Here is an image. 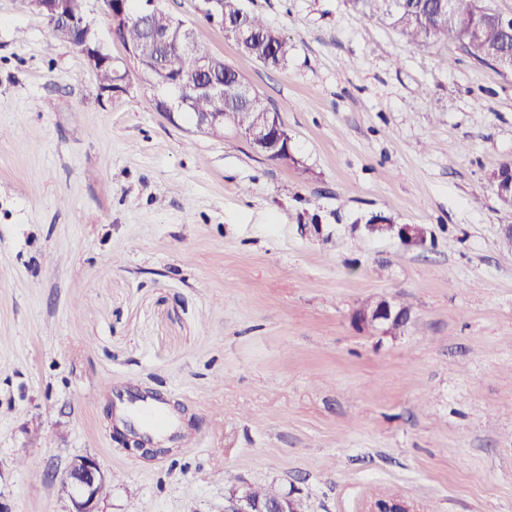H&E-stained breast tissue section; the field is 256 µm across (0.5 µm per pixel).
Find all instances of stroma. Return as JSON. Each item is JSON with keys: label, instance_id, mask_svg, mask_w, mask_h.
<instances>
[{"label": "stroma", "instance_id": "1", "mask_svg": "<svg viewBox=\"0 0 512 512\" xmlns=\"http://www.w3.org/2000/svg\"><path fill=\"white\" fill-rule=\"evenodd\" d=\"M161 5L279 112L296 161L147 109L102 0L129 78L111 98L0 0V506L69 512L57 476L91 456L100 512H224L235 480L305 512H512V210L489 180L512 75L349 0H241L295 47L273 70L201 0ZM374 214L426 225V247L365 235ZM381 296L410 306L398 336L351 319ZM116 379L176 412L167 455L115 421Z\"/></svg>", "mask_w": 512, "mask_h": 512}]
</instances>
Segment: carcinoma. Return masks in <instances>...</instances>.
<instances>
[{
  "label": "carcinoma",
  "mask_w": 512,
  "mask_h": 512,
  "mask_svg": "<svg viewBox=\"0 0 512 512\" xmlns=\"http://www.w3.org/2000/svg\"><path fill=\"white\" fill-rule=\"evenodd\" d=\"M353 7L363 16L385 23L405 35L411 42L428 47L440 39L460 44L475 61L490 65L503 53L512 52V36L505 35L495 26L492 17L476 7L477 0H447L451 5V14L439 16L434 11L435 0H408V7L418 15L410 19L403 10L392 7V0H351ZM224 15L235 19L242 17L243 28L248 35L245 47L241 51L246 57L262 63L272 69L288 66L294 50L277 29L255 14L241 13L240 0H220ZM175 17L165 10H158L147 19L134 23L120 31L118 39L124 47H133L146 41L155 30L166 29L174 24ZM216 57L214 74L224 76V94L220 96L205 93L191 94V104L184 115L193 119L197 112L221 111L226 114V122L239 123L246 127L259 118L263 107H246L237 103L233 97V84L240 79L239 73L224 63L198 42H193L192 51L187 53L179 46L172 45L168 50L166 67L153 69L147 74L157 85H163L183 71L192 68L198 57ZM283 493L279 486L268 484L250 489V497L264 503L280 499Z\"/></svg>",
  "instance_id": "obj_1"
}]
</instances>
